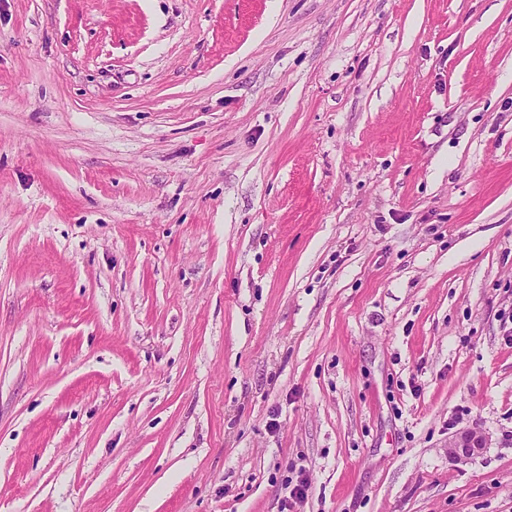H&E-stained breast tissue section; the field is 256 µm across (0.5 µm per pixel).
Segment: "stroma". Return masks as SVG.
<instances>
[{
	"label": "stroma",
	"mask_w": 512,
	"mask_h": 512,
	"mask_svg": "<svg viewBox=\"0 0 512 512\" xmlns=\"http://www.w3.org/2000/svg\"><path fill=\"white\" fill-rule=\"evenodd\" d=\"M0 512H512V0H0ZM490 437L477 427L466 428L448 440L451 457L459 464L470 463L483 448H487Z\"/></svg>",
	"instance_id": "obj_1"
}]
</instances>
